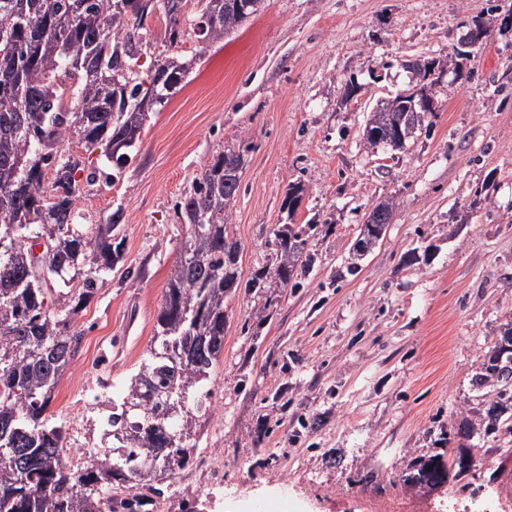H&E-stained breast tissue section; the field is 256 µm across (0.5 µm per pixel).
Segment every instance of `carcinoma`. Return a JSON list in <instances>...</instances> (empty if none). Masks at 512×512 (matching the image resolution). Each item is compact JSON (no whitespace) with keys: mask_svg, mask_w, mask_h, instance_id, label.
Listing matches in <instances>:
<instances>
[{"mask_svg":"<svg viewBox=\"0 0 512 512\" xmlns=\"http://www.w3.org/2000/svg\"><path fill=\"white\" fill-rule=\"evenodd\" d=\"M189 0H0V512H114L112 484L133 489L145 473L146 460L174 451L176 468L189 462L191 414L208 410L206 390L224 353L227 298L240 285L241 246L230 237L224 212L241 192V174H232L240 150L212 156L178 203V215L191 232L177 258L157 318V347L131 378L125 395L112 403L105 436L115 445L90 452L82 468L65 462L67 431L49 413L55 388L70 364L83 333L71 329L93 299L103 276L123 264L122 208L89 234L79 227L76 173L83 158L62 152L66 135L89 153L100 155L122 173L137 150L141 135L127 124L138 113L142 130L150 111L177 93L197 63L176 52L184 42L183 23ZM259 7L224 18L204 38L218 39L234 30ZM161 12L165 34L175 52L156 60L141 77L139 60L147 17ZM440 62L426 58L411 64L419 82L434 87ZM404 124L417 130L426 114L399 103ZM59 112L69 122L56 124ZM378 108L363 129V141L386 144L390 130ZM54 178L45 181L46 168ZM305 194L303 185H288L281 209L288 222L272 229L267 245L275 261L254 269L248 288H265L268 277L281 286L298 285L299 276L316 263L307 250L312 224H296L294 215ZM395 203L374 206L361 224L352 250L363 255L373 239L386 232ZM44 235L54 237L48 267L52 283L28 267V248ZM79 280L81 288L68 284ZM512 323L483 360L485 383L499 387L486 400L483 427L487 436L512 435V350L501 353ZM180 393L186 411L165 415L152 401L148 386ZM471 449L457 455L409 460L403 484L436 487L449 476L460 480L471 472Z\"/></svg>","mask_w":512,"mask_h":512,"instance_id":"carcinoma-1","label":"carcinoma"}]
</instances>
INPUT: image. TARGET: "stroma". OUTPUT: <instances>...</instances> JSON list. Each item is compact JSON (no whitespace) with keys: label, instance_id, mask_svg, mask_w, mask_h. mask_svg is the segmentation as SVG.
<instances>
[{"label":"stroma","instance_id":"obj_1","mask_svg":"<svg viewBox=\"0 0 512 512\" xmlns=\"http://www.w3.org/2000/svg\"><path fill=\"white\" fill-rule=\"evenodd\" d=\"M486 3L263 0L224 38L186 37L183 55L202 58L150 113L129 166L113 175L94 153L77 175L84 230L123 209L125 257L77 317L83 336L50 407L70 452L101 447L113 385L153 345L190 233L177 201L213 155L242 148V189L226 214L242 279L270 256L294 182L306 189L294 221L315 224L317 261L299 287H242L228 300L196 446L174 477L152 482L167 512H357L381 499L406 512L428 502L496 512L512 496L506 435H475L472 495L453 479L438 493L399 479L410 459L455 454L460 420L479 424L475 377L512 322V29L490 21L475 58L447 65ZM420 57L447 65L429 132L401 151L366 148L370 111L415 83L407 64ZM352 79L365 92L347 101ZM388 198L397 208L384 240L353 254L358 225ZM410 249L418 260L407 266Z\"/></svg>","mask_w":512,"mask_h":512}]
</instances>
